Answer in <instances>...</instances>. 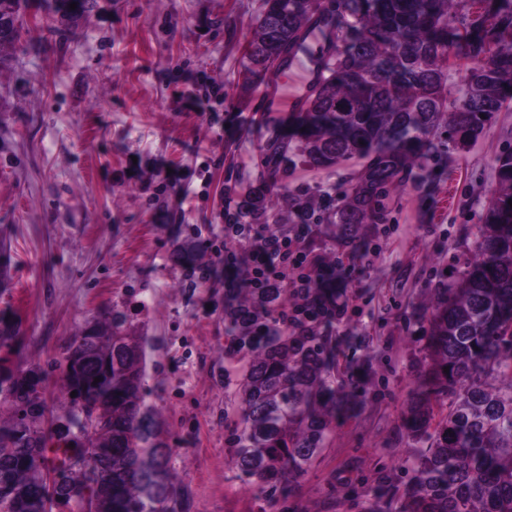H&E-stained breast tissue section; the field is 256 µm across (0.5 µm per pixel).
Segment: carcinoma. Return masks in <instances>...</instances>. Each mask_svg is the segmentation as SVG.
<instances>
[{
	"label": "carcinoma",
	"instance_id": "cac0c4a2",
	"mask_svg": "<svg viewBox=\"0 0 512 512\" xmlns=\"http://www.w3.org/2000/svg\"><path fill=\"white\" fill-rule=\"evenodd\" d=\"M28 0H0V24L9 29L0 44L21 38L17 25ZM331 14L319 0H264L251 31L249 69L269 71L268 62L293 59L311 30L325 36L336 23V50L322 58L317 88L299 112L264 147L270 179L286 162L317 169L349 159L363 161L355 182L340 195H325L324 218L340 239L357 240L365 224H383L392 188L418 167L431 175L449 145L476 141L504 103L512 100V0H479L488 26L459 32L468 0H334ZM473 63L459 103L448 108V54ZM512 152L496 161L495 186L479 226V245L460 280L435 289L427 312L426 367L411 394L405 425L421 445L410 484L397 512H512ZM298 223L315 219L312 205L293 201ZM264 197L252 199L229 224H266ZM310 297L336 300V277L321 275ZM288 289L266 301L243 302L236 289L224 291V354L245 362L235 393L239 422L233 432L237 477L257 495L288 502L300 477L330 442L336 416L355 394L336 379V337L329 325L302 336L288 331L277 314ZM100 343L91 349L84 332L66 350L84 353L81 369L93 378L112 363V427L82 430L90 447L112 438V465L88 457L83 467L60 469L63 482L91 483L112 477V512H189L187 493L174 482L171 451L156 441L161 429L146 403L144 345L132 336L124 314L97 325ZM449 372H444V368ZM68 408L60 420L81 419L71 397L65 361L56 362ZM0 406L8 407L19 435L0 433V496L5 512H53L30 504L21 490L32 473L21 455L38 452L46 463L65 461L69 448L49 447L44 429L50 410L0 378Z\"/></svg>",
	"mask_w": 512,
	"mask_h": 512
}]
</instances>
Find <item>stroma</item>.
I'll use <instances>...</instances> for the list:
<instances>
[{
  "label": "stroma",
  "instance_id": "stroma-1",
  "mask_svg": "<svg viewBox=\"0 0 512 512\" xmlns=\"http://www.w3.org/2000/svg\"><path fill=\"white\" fill-rule=\"evenodd\" d=\"M263 0H98L75 20L31 0L29 42L0 47V315L18 317L16 359L35 368L55 413L66 396L55 362L75 332L122 312L145 339L149 405L171 450L191 512H266L236 477L233 419L241 364L225 357L224 289L235 269L224 213L262 190L279 231L292 200L320 205L362 163L288 167L266 178L274 134L246 76L250 28ZM221 84L222 94L212 92ZM203 99L190 107L186 95ZM512 151V105L483 135L442 156L393 193L387 223L364 225L345 252L335 225L316 224V260L342 258L350 303L336 322V373L359 384L299 480L288 512H370L404 489L415 452L404 428L423 367L419 315L456 282L477 250L498 156ZM208 169L181 199L178 176Z\"/></svg>",
  "mask_w": 512,
  "mask_h": 512
}]
</instances>
